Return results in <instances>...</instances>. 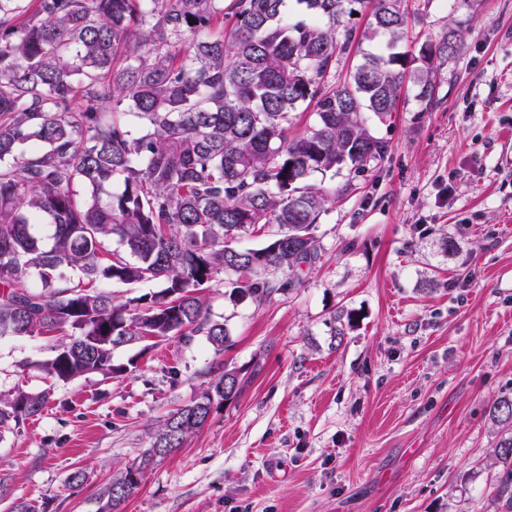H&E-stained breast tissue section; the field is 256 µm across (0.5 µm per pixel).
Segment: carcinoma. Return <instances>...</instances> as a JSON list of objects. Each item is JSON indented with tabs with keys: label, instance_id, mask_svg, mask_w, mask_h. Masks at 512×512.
Instances as JSON below:
<instances>
[{
	"label": "carcinoma",
	"instance_id": "1",
	"mask_svg": "<svg viewBox=\"0 0 512 512\" xmlns=\"http://www.w3.org/2000/svg\"><path fill=\"white\" fill-rule=\"evenodd\" d=\"M298 3L307 19L290 23L285 0H0V338L56 340L39 366L47 378L111 372L114 350L144 332L202 334L224 349L229 333L201 292L220 274L230 295L258 304L291 287L259 273L315 261L319 219L342 199L310 177L384 158L364 114L395 111L404 82L433 102L460 28L411 56L397 51L408 38L402 0ZM354 3L368 10L363 36L381 48L336 87L325 78ZM303 106L316 119L296 134ZM258 225L277 227L262 247L229 245ZM101 280L160 290L129 309ZM243 387L221 375L170 414L141 461L102 491L104 512L138 490L160 446L182 447L208 404ZM48 398L0 394V439ZM492 418L502 425L494 503L512 512V399L494 403Z\"/></svg>",
	"mask_w": 512,
	"mask_h": 512
}]
</instances>
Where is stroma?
I'll use <instances>...</instances> for the list:
<instances>
[{"label": "stroma", "mask_w": 512, "mask_h": 512, "mask_svg": "<svg viewBox=\"0 0 512 512\" xmlns=\"http://www.w3.org/2000/svg\"><path fill=\"white\" fill-rule=\"evenodd\" d=\"M403 6L404 52L464 28L434 102L404 84L395 112L369 122L383 160L311 176L348 191L292 288L261 304L220 279L206 289L223 352L202 335L144 341L115 350L114 373L63 383L38 368L51 339H0V393L50 394L0 439L14 497L97 512L158 426L233 368L242 393L154 458L119 512H496L491 408L512 397V0Z\"/></svg>", "instance_id": "1"}]
</instances>
